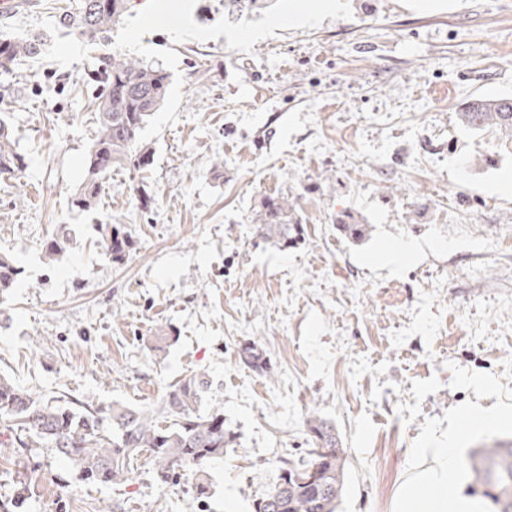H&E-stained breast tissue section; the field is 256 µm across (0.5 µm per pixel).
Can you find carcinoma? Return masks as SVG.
I'll return each instance as SVG.
<instances>
[{
  "label": "carcinoma",
  "mask_w": 512,
  "mask_h": 512,
  "mask_svg": "<svg viewBox=\"0 0 512 512\" xmlns=\"http://www.w3.org/2000/svg\"><path fill=\"white\" fill-rule=\"evenodd\" d=\"M106 2L108 5L99 8L97 0H79L77 11L60 15L57 26L97 45L128 8V0ZM39 48L35 37L0 38V76L9 75ZM100 63L97 81L101 89L92 103L97 132L86 156V176L71 198V205L87 211L98 206L112 167L128 164L141 170L149 165L150 152L140 143L141 133L164 104L170 84L166 71L138 60L109 55ZM459 120L465 127L492 129L512 140V104L476 98L460 109ZM25 167L9 116L0 115V176H15ZM254 221L262 237L285 248L295 242L300 224L295 206L279 195L263 199ZM98 228L100 246L112 261H123L130 248L125 234L110 220L99 223ZM72 244L70 229L59 225L44 242V259L49 264L55 262ZM19 275L12 257L0 253L1 298L10 294ZM172 340L171 330L161 326L147 338V344L161 352ZM240 358L248 366L271 372L262 349L253 343L241 348ZM206 385V375L195 372L170 386L156 409L121 403L99 409L72 401H46L0 376V418L4 416L14 425L13 445L28 448L41 442L57 449L84 481L122 484L129 479L133 460L146 453L159 484L188 473L194 491L204 497L210 490L206 464L223 457L224 448L234 440V432L224 427V411L199 412ZM307 425L315 445L312 460L300 465L284 460L278 484L256 503L255 512H278L285 484L287 512H336L344 491L345 459L332 425L317 415L310 416ZM320 448L332 449L334 457L323 470V490L315 494L305 489L295 474L319 461ZM470 460L472 490L498 506L497 512H512V442L497 441L490 448H478Z\"/></svg>",
  "instance_id": "1"
}]
</instances>
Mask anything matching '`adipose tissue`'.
<instances>
[{
  "instance_id": "obj_1",
  "label": "adipose tissue",
  "mask_w": 512,
  "mask_h": 512,
  "mask_svg": "<svg viewBox=\"0 0 512 512\" xmlns=\"http://www.w3.org/2000/svg\"><path fill=\"white\" fill-rule=\"evenodd\" d=\"M458 434L437 447L420 448L418 461L396 491L392 512H485L483 500L465 492Z\"/></svg>"
}]
</instances>
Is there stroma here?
Segmentation results:
<instances>
[{"instance_id": "35a3bbf8", "label": "stroma", "mask_w": 512, "mask_h": 512, "mask_svg": "<svg viewBox=\"0 0 512 512\" xmlns=\"http://www.w3.org/2000/svg\"><path fill=\"white\" fill-rule=\"evenodd\" d=\"M73 0H26L0 36L41 35L8 112L26 167L0 179V251L20 269L0 327V375L43 398L152 407L193 372L211 382L235 441L207 469L158 484L146 457L120 485L88 484L44 445L0 449V504L20 512H254L283 459L309 456L306 423L336 427L346 460L338 512H392L415 463L470 408L498 424L464 452L512 440V143L464 128L460 108L512 98V0H132L102 50L56 25ZM315 21L288 23L298 8ZM162 66L166 104L142 143L150 164L113 168L96 211L71 197L96 126L100 54ZM288 196L301 232L257 233L263 198ZM352 214L361 237L336 222ZM111 218L132 247L97 243ZM68 225L54 263L43 239ZM414 246L402 267L389 253ZM174 342L150 350L146 335ZM262 349L271 374L238 356Z\"/></svg>"}]
</instances>
